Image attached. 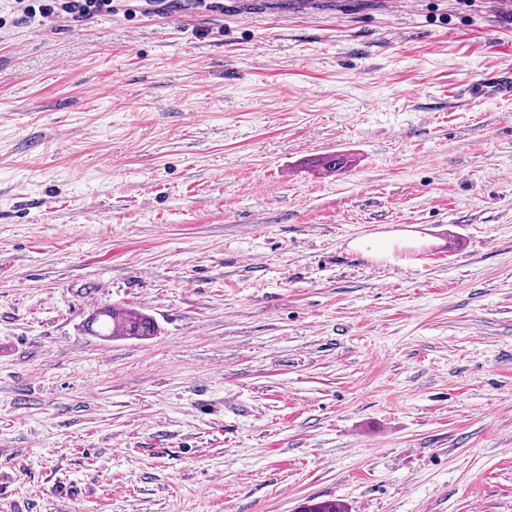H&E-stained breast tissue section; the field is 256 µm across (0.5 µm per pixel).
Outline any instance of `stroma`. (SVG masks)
<instances>
[{"label": "stroma", "mask_w": 512, "mask_h": 512, "mask_svg": "<svg viewBox=\"0 0 512 512\" xmlns=\"http://www.w3.org/2000/svg\"><path fill=\"white\" fill-rule=\"evenodd\" d=\"M291 2L0 0V512H512V0ZM31 2H39L38 8L36 10L35 5L33 8H28L25 13L26 18H35L38 12L43 19L61 17L70 22L80 23L93 16L112 13V0H33ZM91 326L96 325L97 335L112 338L127 336L135 339H147L157 331L153 319L138 311L121 310L112 307L99 309L92 315ZM101 329V330H100Z\"/></svg>", "instance_id": "obj_1"}]
</instances>
